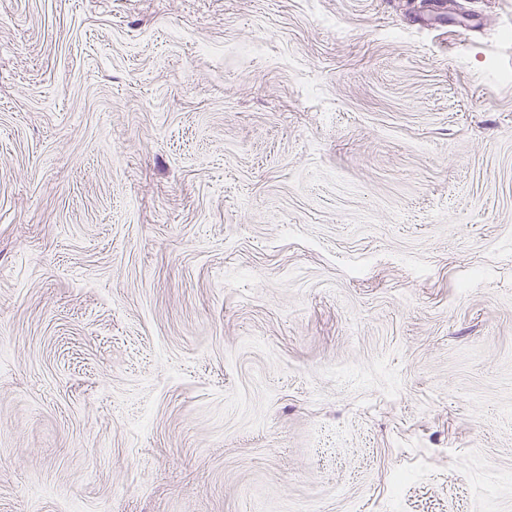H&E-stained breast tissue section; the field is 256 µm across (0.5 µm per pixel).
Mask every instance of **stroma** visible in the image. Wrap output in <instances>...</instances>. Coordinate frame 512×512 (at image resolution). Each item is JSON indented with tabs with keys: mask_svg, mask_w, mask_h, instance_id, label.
<instances>
[{
	"mask_svg": "<svg viewBox=\"0 0 512 512\" xmlns=\"http://www.w3.org/2000/svg\"><path fill=\"white\" fill-rule=\"evenodd\" d=\"M0 512H512V0H0Z\"/></svg>",
	"mask_w": 512,
	"mask_h": 512,
	"instance_id": "35a3bbf8",
	"label": "stroma"
}]
</instances>
